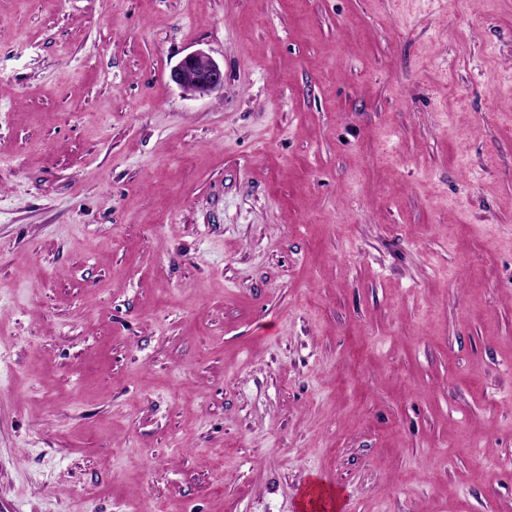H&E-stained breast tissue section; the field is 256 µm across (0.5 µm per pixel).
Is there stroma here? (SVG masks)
Masks as SVG:
<instances>
[{
	"instance_id": "35a3bbf8",
	"label": "stroma",
	"mask_w": 512,
	"mask_h": 512,
	"mask_svg": "<svg viewBox=\"0 0 512 512\" xmlns=\"http://www.w3.org/2000/svg\"><path fill=\"white\" fill-rule=\"evenodd\" d=\"M313 481L512 512V0H0V512ZM170 79L185 92L203 97L224 85V70L205 52L194 51L173 67Z\"/></svg>"
}]
</instances>
